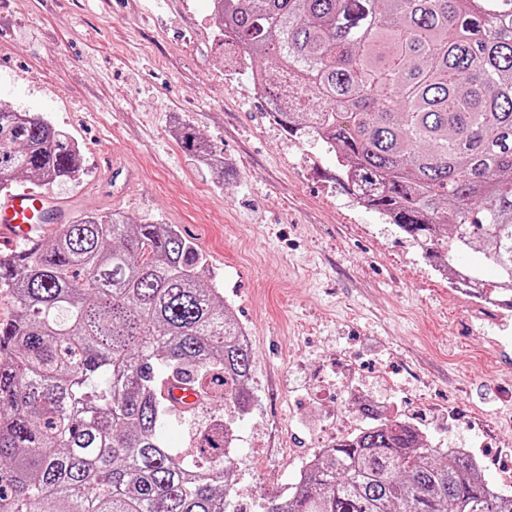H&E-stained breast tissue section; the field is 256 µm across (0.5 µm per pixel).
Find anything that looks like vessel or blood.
<instances>
[{
	"instance_id": "1",
	"label": "vessel or blood",
	"mask_w": 512,
	"mask_h": 512,
	"mask_svg": "<svg viewBox=\"0 0 512 512\" xmlns=\"http://www.w3.org/2000/svg\"><path fill=\"white\" fill-rule=\"evenodd\" d=\"M68 217L65 206L48 194L30 189L6 194L0 197V240L32 244Z\"/></svg>"
}]
</instances>
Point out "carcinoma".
I'll use <instances>...</instances> for the list:
<instances>
[{
  "mask_svg": "<svg viewBox=\"0 0 512 512\" xmlns=\"http://www.w3.org/2000/svg\"><path fill=\"white\" fill-rule=\"evenodd\" d=\"M260 60L289 135L336 157L357 203L450 267L475 250L512 288V0H215ZM183 147L207 153L183 124ZM77 142L0 103V191L78 180ZM195 247L169 224L85 213L0 258V512H231L226 454L170 448L172 377L248 410L251 350ZM316 454L265 512H512L462 448L408 421Z\"/></svg>",
  "mask_w": 512,
  "mask_h": 512,
  "instance_id": "obj_1",
  "label": "carcinoma"
}]
</instances>
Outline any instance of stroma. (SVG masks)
<instances>
[{"label":"stroma","instance_id":"35a3bbf8","mask_svg":"<svg viewBox=\"0 0 512 512\" xmlns=\"http://www.w3.org/2000/svg\"><path fill=\"white\" fill-rule=\"evenodd\" d=\"M221 40L210 0H0V101L66 130L84 154L80 180L44 192L76 213L175 226L251 333V412L212 398L175 416L169 447L229 422L233 497L264 512L371 403L508 483L512 311L455 288L359 207L334 155L270 123L262 97L226 77ZM180 121L230 175L181 148Z\"/></svg>","mask_w":512,"mask_h":512}]
</instances>
